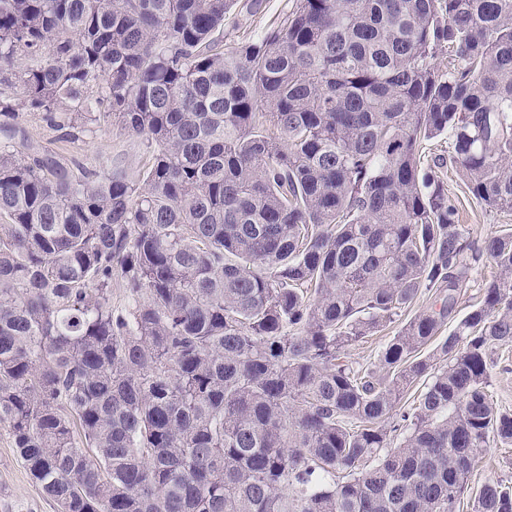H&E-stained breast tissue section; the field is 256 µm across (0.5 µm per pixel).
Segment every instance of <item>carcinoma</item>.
Wrapping results in <instances>:
<instances>
[{
    "mask_svg": "<svg viewBox=\"0 0 512 512\" xmlns=\"http://www.w3.org/2000/svg\"><path fill=\"white\" fill-rule=\"evenodd\" d=\"M233 5L0 0V427L59 512H512L469 486L512 445V230L470 241L421 159L450 134L512 212V0H294L226 49ZM17 95L65 139L121 125L141 179L62 164ZM495 271L493 264L486 262L484 265H480L472 272L469 288H466V293L459 308L461 309L459 316L468 310V305L479 299L482 292L481 287L483 281L489 280L495 274ZM399 325L398 321L392 323L381 331L377 332L374 336L365 339V342L360 343L358 346L353 347L348 352V359L353 363L355 368L374 367L377 364V359L383 347L394 336ZM488 392L503 411L512 413V346H503L493 355Z\"/></svg>",
    "mask_w": 512,
    "mask_h": 512,
    "instance_id": "cac0c4a2",
    "label": "carcinoma"
}]
</instances>
